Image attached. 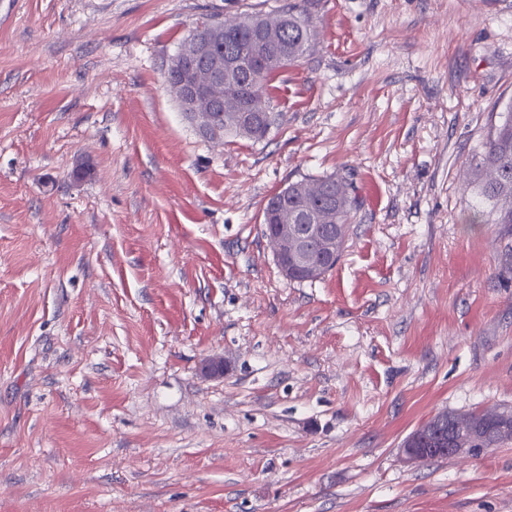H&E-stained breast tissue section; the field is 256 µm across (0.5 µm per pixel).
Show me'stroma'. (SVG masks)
Masks as SVG:
<instances>
[{"mask_svg":"<svg viewBox=\"0 0 512 512\" xmlns=\"http://www.w3.org/2000/svg\"><path fill=\"white\" fill-rule=\"evenodd\" d=\"M284 2L0 0V512H512V444L399 453L512 406V226L466 221L512 0H314L266 137H202L171 58ZM330 175L345 250L289 280L264 207ZM473 412L474 411H471L466 414L448 412L447 420L444 417V413H439L433 417L436 418L434 423H442L448 421V424H450L455 422L456 420H466L469 418H474L475 422L485 424L488 428H491L494 425V423L498 421L496 415L492 414L491 412H486L487 414H484L485 412H478L476 416L480 417H476ZM430 420L423 424L422 426H420L419 428H417L414 432H412L406 438L404 443L409 441L420 428H423L428 424L431 425L432 423L430 422ZM501 427L506 428L508 430V437L506 438V441H512V424L511 429L508 428L506 425H502ZM474 428V421H456L454 425L451 427L450 431L448 432V437L441 436V438H439V440L437 441L435 438L436 436H433V438L432 436H430L431 427H424L425 438H423V441H427L432 445H436L441 448H412L408 447L407 445H403V448H401V452L408 460V462L422 463L426 461H431L436 458L439 459V456L450 458L475 456L479 450L484 451L489 448H499L506 444H509L503 441V439L500 436H498V434L493 433L492 431H484L483 433H479L474 437L475 445L477 447L470 448L468 438H470L472 432L474 431Z\"/></svg>","mask_w":512,"mask_h":512,"instance_id":"35a3bbf8","label":"stroma"}]
</instances>
